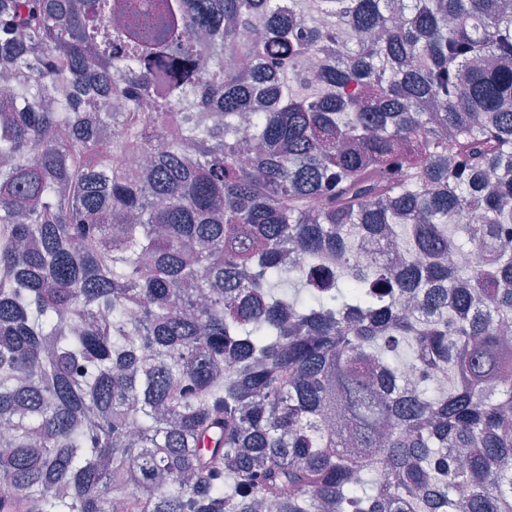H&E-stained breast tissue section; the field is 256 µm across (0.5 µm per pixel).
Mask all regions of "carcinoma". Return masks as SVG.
<instances>
[{
	"mask_svg": "<svg viewBox=\"0 0 512 512\" xmlns=\"http://www.w3.org/2000/svg\"><path fill=\"white\" fill-rule=\"evenodd\" d=\"M0 432V512H512V0H0Z\"/></svg>",
	"mask_w": 512,
	"mask_h": 512,
	"instance_id": "1",
	"label": "carcinoma"
}]
</instances>
